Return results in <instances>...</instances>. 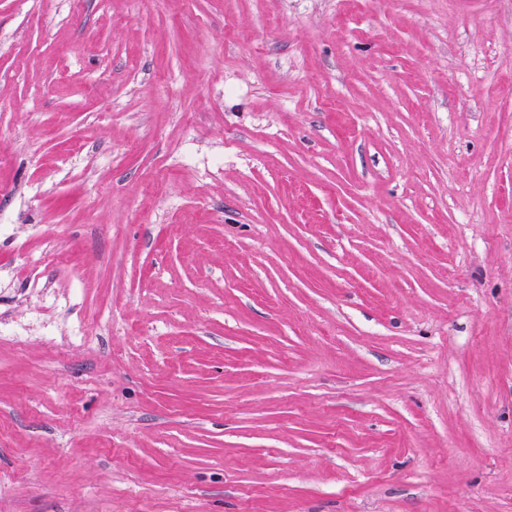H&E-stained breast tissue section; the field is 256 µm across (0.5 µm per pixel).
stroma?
Returning <instances> with one entry per match:
<instances>
[{
  "label": "stroma",
  "instance_id": "1",
  "mask_svg": "<svg viewBox=\"0 0 512 512\" xmlns=\"http://www.w3.org/2000/svg\"><path fill=\"white\" fill-rule=\"evenodd\" d=\"M0 512H512V0H0Z\"/></svg>",
  "mask_w": 512,
  "mask_h": 512
}]
</instances>
